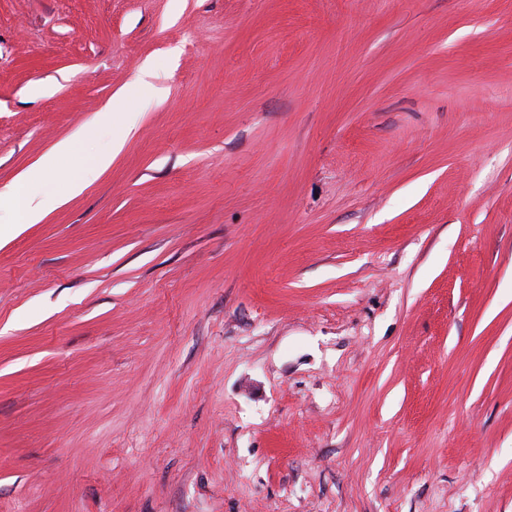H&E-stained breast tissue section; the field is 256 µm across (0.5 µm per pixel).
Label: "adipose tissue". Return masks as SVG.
Here are the masks:
<instances>
[{"label": "adipose tissue", "mask_w": 512, "mask_h": 512, "mask_svg": "<svg viewBox=\"0 0 512 512\" xmlns=\"http://www.w3.org/2000/svg\"><path fill=\"white\" fill-rule=\"evenodd\" d=\"M70 148V142H60L38 160L24 175L22 181L0 192V212L11 213L17 222L33 224L41 220L50 210L54 209L58 204L57 199L49 196L39 198L31 195L27 189V184L53 171L59 155L68 152Z\"/></svg>", "instance_id": "adipose-tissue-1"}]
</instances>
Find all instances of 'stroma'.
<instances>
[{
    "label": "stroma",
    "instance_id": "stroma-1",
    "mask_svg": "<svg viewBox=\"0 0 512 512\" xmlns=\"http://www.w3.org/2000/svg\"><path fill=\"white\" fill-rule=\"evenodd\" d=\"M64 140L0 512H512V0H0V191Z\"/></svg>",
    "mask_w": 512,
    "mask_h": 512
}]
</instances>
